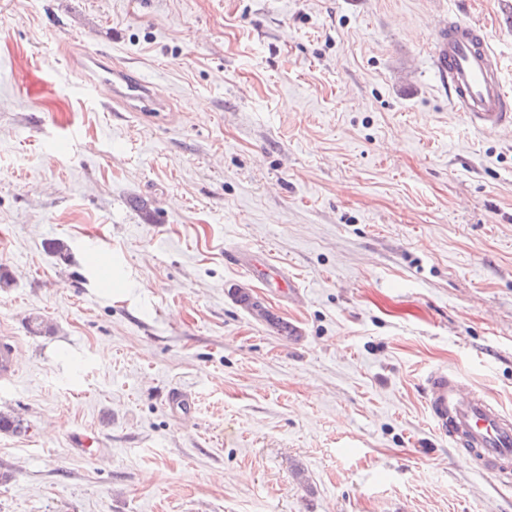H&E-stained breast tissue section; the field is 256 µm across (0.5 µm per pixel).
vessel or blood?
<instances>
[{
	"mask_svg": "<svg viewBox=\"0 0 512 512\" xmlns=\"http://www.w3.org/2000/svg\"><path fill=\"white\" fill-rule=\"evenodd\" d=\"M433 64L448 87V102L479 131L512 128V90L502 77L499 55L492 47V33L467 17L451 14L435 24ZM87 77L77 91L84 97L97 94L100 82L112 86L108 104L114 112H161L167 101L158 99L151 82L129 68L112 66L100 54L87 55L81 64ZM252 274H262L271 288L287 291L284 271L264 254L243 263ZM427 412L436 434L464 448L480 471L499 482L512 483V415L460 376L437 368L424 387Z\"/></svg>",
	"mask_w": 512,
	"mask_h": 512,
	"instance_id": "b4317fda",
	"label": "vessel or blood"
}]
</instances>
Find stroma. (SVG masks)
Segmentation results:
<instances>
[{
  "label": "stroma",
  "instance_id": "stroma-1",
  "mask_svg": "<svg viewBox=\"0 0 512 512\" xmlns=\"http://www.w3.org/2000/svg\"><path fill=\"white\" fill-rule=\"evenodd\" d=\"M450 9L512 88V0H0V512H512L424 402L512 412V129L450 108ZM95 52L169 108L76 95ZM239 264L250 274L261 273L270 288L285 292L288 288H296L293 281L288 282V277L278 265L271 263L269 258L262 253H255L253 258L247 261L238 260ZM17 356L12 346H0V390L16 376Z\"/></svg>",
  "mask_w": 512,
  "mask_h": 512
}]
</instances>
